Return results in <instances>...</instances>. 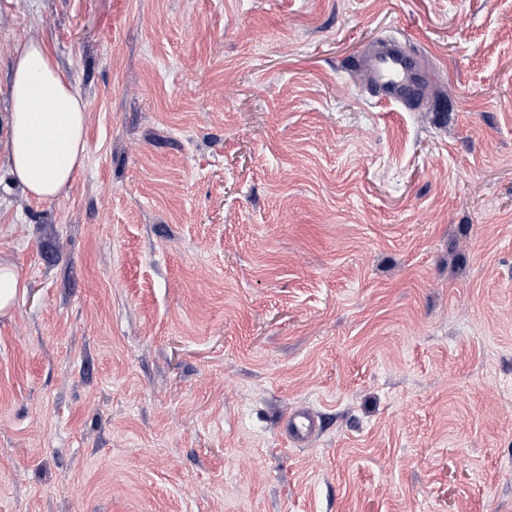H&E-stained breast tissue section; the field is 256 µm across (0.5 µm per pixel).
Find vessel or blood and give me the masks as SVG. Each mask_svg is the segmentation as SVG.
Wrapping results in <instances>:
<instances>
[{"instance_id":"b4317fda","label":"vessel or blood","mask_w":512,"mask_h":512,"mask_svg":"<svg viewBox=\"0 0 512 512\" xmlns=\"http://www.w3.org/2000/svg\"><path fill=\"white\" fill-rule=\"evenodd\" d=\"M407 43L404 37L382 40L375 50L359 58L355 70L379 101L412 109L435 74L421 56L408 50ZM286 420L288 440L295 445H309L319 432V419L310 411H291Z\"/></svg>"}]
</instances>
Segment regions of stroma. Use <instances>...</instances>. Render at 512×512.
I'll return each instance as SVG.
<instances>
[{"instance_id":"35a3bbf8","label":"stroma","mask_w":512,"mask_h":512,"mask_svg":"<svg viewBox=\"0 0 512 512\" xmlns=\"http://www.w3.org/2000/svg\"><path fill=\"white\" fill-rule=\"evenodd\" d=\"M35 31L88 106L42 202ZM404 34L412 110L351 71ZM0 260V512H512V0H0ZM12 54L8 174L32 199L61 198L87 158V104L42 32L31 33ZM20 288H24V285L17 271L0 262V313L14 305ZM285 419L288 441L296 446H308L318 435L319 419L310 411L305 409L290 411Z\"/></svg>"}]
</instances>
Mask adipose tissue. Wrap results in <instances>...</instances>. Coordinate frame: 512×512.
I'll return each mask as SVG.
<instances>
[{
    "label": "adipose tissue",
    "mask_w": 512,
    "mask_h": 512,
    "mask_svg": "<svg viewBox=\"0 0 512 512\" xmlns=\"http://www.w3.org/2000/svg\"><path fill=\"white\" fill-rule=\"evenodd\" d=\"M12 54L8 173L32 199L66 196L87 158V104L42 33H31Z\"/></svg>",
    "instance_id": "ef3b65f1"
}]
</instances>
